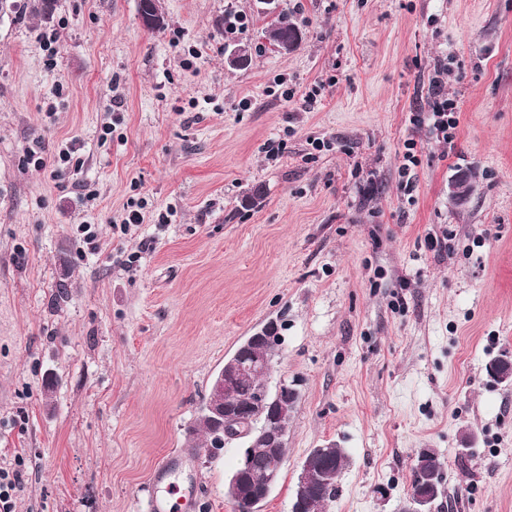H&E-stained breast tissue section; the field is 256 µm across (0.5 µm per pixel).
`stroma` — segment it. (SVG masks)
<instances>
[{"label": "stroma", "instance_id": "obj_1", "mask_svg": "<svg viewBox=\"0 0 512 512\" xmlns=\"http://www.w3.org/2000/svg\"><path fill=\"white\" fill-rule=\"evenodd\" d=\"M138 3L0 13L14 512H142L156 492L171 512H234L238 444L206 457L187 429L270 321V382L300 398L258 512H290L328 442L347 465L326 512H403L424 450L444 465L433 512H512V385L487 372L512 353V0H158L156 31ZM282 13L302 32L290 53L265 36ZM235 43L249 66L228 65ZM438 80L458 106L450 145L412 122ZM63 141L79 166L29 163Z\"/></svg>", "mask_w": 512, "mask_h": 512}]
</instances>
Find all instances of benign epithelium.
Wrapping results in <instances>:
<instances>
[{
    "instance_id": "7a95c632",
    "label": "benign epithelium",
    "mask_w": 512,
    "mask_h": 512,
    "mask_svg": "<svg viewBox=\"0 0 512 512\" xmlns=\"http://www.w3.org/2000/svg\"><path fill=\"white\" fill-rule=\"evenodd\" d=\"M276 323L268 322L246 338L233 356L224 363L216 380L212 401L208 404L210 418L222 423L224 430L217 435L213 446L222 447L233 440H241L250 448L275 451L285 447V431L280 429L281 419L288 415L287 407L299 399L296 385L285 380L276 389L269 387L274 365L273 353L252 355L251 346L270 339ZM248 385L247 399L235 400L243 385ZM332 468L314 469L304 462L298 475L296 497L292 512H325L327 501L320 500L317 492L326 484ZM278 471L266 479L264 494L260 498L238 493L239 473H234L225 486V495L236 498L243 512H257L258 506L269 496L277 480ZM439 494L438 484L431 478L411 489L405 512H429Z\"/></svg>"
}]
</instances>
